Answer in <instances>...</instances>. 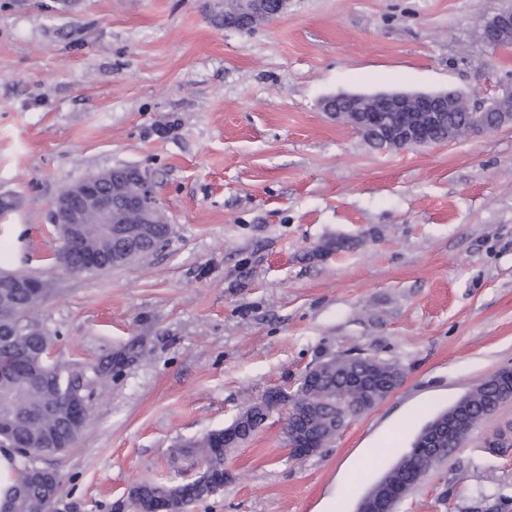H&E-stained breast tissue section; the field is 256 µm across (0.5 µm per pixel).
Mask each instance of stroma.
<instances>
[{
    "instance_id": "1",
    "label": "stroma",
    "mask_w": 512,
    "mask_h": 512,
    "mask_svg": "<svg viewBox=\"0 0 512 512\" xmlns=\"http://www.w3.org/2000/svg\"><path fill=\"white\" fill-rule=\"evenodd\" d=\"M512 0H290L251 31L224 0H0V270L47 282L34 316L91 419L36 458L56 512H115L142 482L197 473L176 446L294 391L332 354L404 378L310 457L274 414L228 451L233 479L188 512H357L421 428L512 366V126L378 151L319 101L512 89L482 22ZM136 166L173 226L149 257L95 275L53 261L49 215L84 175ZM339 238L357 245L329 251ZM125 361L115 375L101 367ZM512 400L431 468L396 512H512ZM393 435L381 458L372 445ZM376 356H365V355H329L321 358L319 361L314 363L311 367H309L302 378L300 379V386L304 384H309L312 378H317L323 371L327 370L332 365L345 361L349 363L361 364V363H369L376 360Z\"/></svg>"
}]
</instances>
